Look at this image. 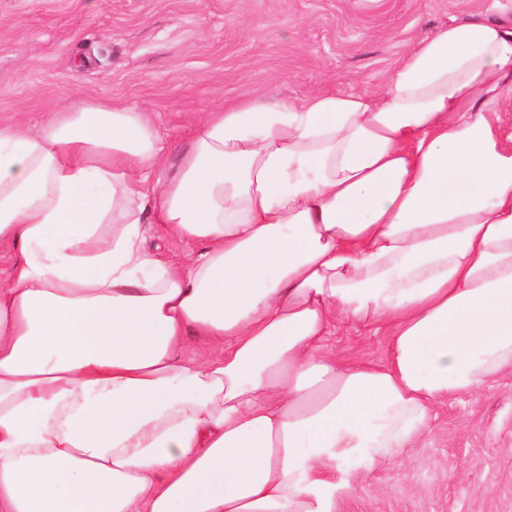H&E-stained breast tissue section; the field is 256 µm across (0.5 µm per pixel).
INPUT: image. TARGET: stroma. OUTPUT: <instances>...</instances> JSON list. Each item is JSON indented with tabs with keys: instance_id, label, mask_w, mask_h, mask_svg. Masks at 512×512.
<instances>
[{
	"instance_id": "1",
	"label": "stroma",
	"mask_w": 512,
	"mask_h": 512,
	"mask_svg": "<svg viewBox=\"0 0 512 512\" xmlns=\"http://www.w3.org/2000/svg\"><path fill=\"white\" fill-rule=\"evenodd\" d=\"M452 21L512 25V0H0V122L80 99L148 113L177 158L206 112L379 92ZM344 362L386 338L341 325ZM339 512H512V374L449 399L409 458L374 468Z\"/></svg>"
}]
</instances>
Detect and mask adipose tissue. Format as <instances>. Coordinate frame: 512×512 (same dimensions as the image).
Masks as SVG:
<instances>
[{
	"label": "adipose tissue",
	"instance_id": "adipose-tissue-1",
	"mask_svg": "<svg viewBox=\"0 0 512 512\" xmlns=\"http://www.w3.org/2000/svg\"><path fill=\"white\" fill-rule=\"evenodd\" d=\"M507 100L512 29L464 21L380 92L208 113L173 167L142 112L0 123V512H338L512 371ZM145 247L150 252L166 255L186 256L197 253L201 245L191 241H179L163 234L157 224H147ZM386 336L369 327L343 324L331 336L329 345L336 358L344 362L357 360H382L386 352Z\"/></svg>",
	"mask_w": 512,
	"mask_h": 512
}]
</instances>
